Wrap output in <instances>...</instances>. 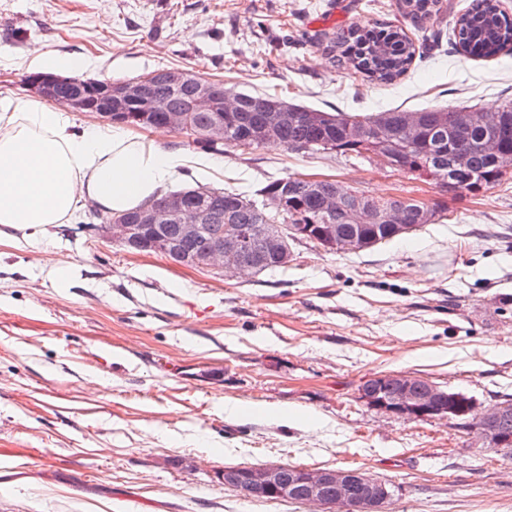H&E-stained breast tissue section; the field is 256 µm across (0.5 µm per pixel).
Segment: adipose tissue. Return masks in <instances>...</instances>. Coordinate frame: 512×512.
Listing matches in <instances>:
<instances>
[{
  "mask_svg": "<svg viewBox=\"0 0 512 512\" xmlns=\"http://www.w3.org/2000/svg\"><path fill=\"white\" fill-rule=\"evenodd\" d=\"M167 133H78L41 98H0V225L60 224L89 205L122 213L160 197L186 170L212 166L205 155L162 150Z\"/></svg>",
  "mask_w": 512,
  "mask_h": 512,
  "instance_id": "ef3b65f1",
  "label": "adipose tissue"
}]
</instances>
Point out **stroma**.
I'll use <instances>...</instances> for the list:
<instances>
[{"instance_id":"obj_1","label":"stroma","mask_w":512,"mask_h":512,"mask_svg":"<svg viewBox=\"0 0 512 512\" xmlns=\"http://www.w3.org/2000/svg\"><path fill=\"white\" fill-rule=\"evenodd\" d=\"M470 4L441 0L420 29L399 0H0V97L27 96L37 49L104 82L181 68L330 113L481 112L512 100V54L459 53ZM378 23L417 48L388 84L313 40ZM215 160L223 171L172 191L252 199L299 175L446 216L351 253L297 240L288 267L239 277L129 252L95 208L0 225V512H316L220 480L259 465L366 471L389 484L388 512H512V450L359 397L370 378L409 374L480 413L512 399V177L445 195L367 155L228 145ZM280 408L288 421L271 418Z\"/></svg>"}]
</instances>
